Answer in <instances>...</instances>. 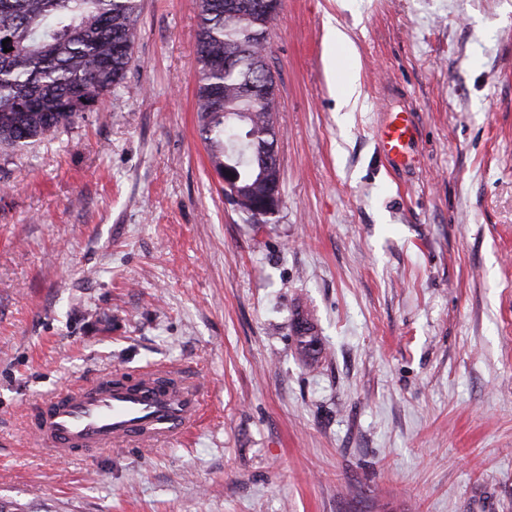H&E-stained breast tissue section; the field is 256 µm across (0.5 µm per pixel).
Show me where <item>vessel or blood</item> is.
Instances as JSON below:
<instances>
[{
	"mask_svg": "<svg viewBox=\"0 0 512 512\" xmlns=\"http://www.w3.org/2000/svg\"><path fill=\"white\" fill-rule=\"evenodd\" d=\"M416 134L414 113L393 114L379 134L382 154L404 162ZM205 409L196 386L176 371L116 370L43 398L28 426L52 455L87 459L118 444L153 447L179 439L200 425Z\"/></svg>",
	"mask_w": 512,
	"mask_h": 512,
	"instance_id": "vessel-or-blood-1",
	"label": "vessel or blood"
}]
</instances>
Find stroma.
Returning <instances> with one entry per match:
<instances>
[{"label": "stroma", "mask_w": 512, "mask_h": 512, "mask_svg": "<svg viewBox=\"0 0 512 512\" xmlns=\"http://www.w3.org/2000/svg\"><path fill=\"white\" fill-rule=\"evenodd\" d=\"M198 23V0H141L118 92L0 149V503L512 512V0H282L283 204L264 224L225 199L199 135ZM331 25L351 40L350 112ZM404 110L418 133L399 165L378 131ZM162 364L206 387L182 440L38 451L41 396Z\"/></svg>", "instance_id": "obj_1"}]
</instances>
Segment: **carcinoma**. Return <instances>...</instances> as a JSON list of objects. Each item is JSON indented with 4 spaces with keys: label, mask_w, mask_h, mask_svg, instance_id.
<instances>
[{
    "label": "carcinoma",
    "mask_w": 512,
    "mask_h": 512,
    "mask_svg": "<svg viewBox=\"0 0 512 512\" xmlns=\"http://www.w3.org/2000/svg\"><path fill=\"white\" fill-rule=\"evenodd\" d=\"M140 0H0V146L24 147L56 136L123 83L134 54ZM196 110L200 136L219 178L239 177L237 208L250 224L251 188L272 175L266 146L277 142L275 98L263 94L270 21L260 0H199ZM10 39L7 45L1 41ZM239 65L224 69V58ZM307 355L319 338L301 333Z\"/></svg>",
    "instance_id": "carcinoma-1"
}]
</instances>
